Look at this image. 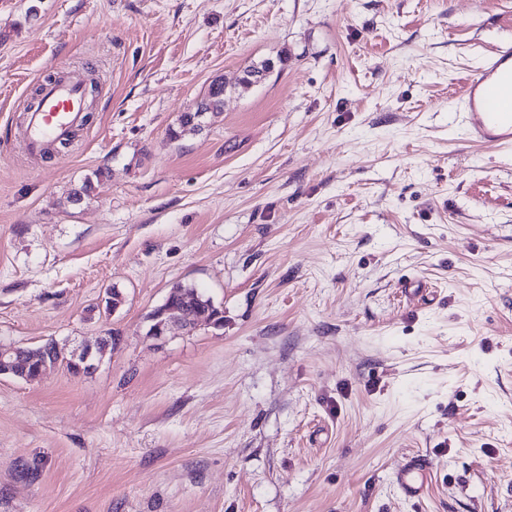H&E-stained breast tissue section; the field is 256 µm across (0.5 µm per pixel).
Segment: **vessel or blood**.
<instances>
[{
    "instance_id": "1",
    "label": "vessel or blood",
    "mask_w": 512,
    "mask_h": 512,
    "mask_svg": "<svg viewBox=\"0 0 512 512\" xmlns=\"http://www.w3.org/2000/svg\"><path fill=\"white\" fill-rule=\"evenodd\" d=\"M459 99L467 142L512 146V41L498 44L468 74L459 89ZM82 113L81 84L63 81L46 85L39 105L29 116V150L43 151L49 137L68 139ZM427 473L426 458L415 456L396 473L395 483L404 497L418 499L424 494Z\"/></svg>"
}]
</instances>
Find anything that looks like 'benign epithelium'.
<instances>
[{
  "label": "benign epithelium",
  "mask_w": 512,
  "mask_h": 512,
  "mask_svg": "<svg viewBox=\"0 0 512 512\" xmlns=\"http://www.w3.org/2000/svg\"><path fill=\"white\" fill-rule=\"evenodd\" d=\"M158 320L159 324L149 330L150 335L155 338L165 336L174 325L186 329L201 322L218 325V315L211 311L205 313L197 311L191 298L184 299L177 306L163 309ZM110 348H112L111 339L107 336L100 337L94 348L85 345L69 354L57 347L50 353L40 356L14 345H0V376L9 375L21 379L36 376L48 368L46 360L50 357L54 359V364H64L72 374L84 375L92 370L88 360L93 352L103 354Z\"/></svg>",
  "instance_id": "benign-epithelium-1"
}]
</instances>
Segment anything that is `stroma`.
<instances>
[{
    "mask_svg": "<svg viewBox=\"0 0 512 512\" xmlns=\"http://www.w3.org/2000/svg\"><path fill=\"white\" fill-rule=\"evenodd\" d=\"M504 40L512 0H0V343L121 338L0 376V512H512V149L457 97ZM178 282L223 326L149 336ZM83 113V88L75 82H55L43 89L40 103L29 116L28 149L35 153L44 150L48 136L67 140ZM224 82L215 80L211 83L207 96L198 107L196 112H185L178 120L176 127L169 130L172 139H179L186 134H193L202 127V120L208 113L221 112L224 107ZM93 353V348L89 345H85L82 348L74 349L67 355L64 350L61 351L57 345L56 348L52 349L50 352V357L54 359L52 365L62 363L73 375H84L93 370V367L88 363ZM428 462L423 456H414L396 473L395 484L409 499H420L425 491Z\"/></svg>",
    "mask_w": 512,
    "mask_h": 512,
    "instance_id": "obj_1",
    "label": "stroma"
}]
</instances>
